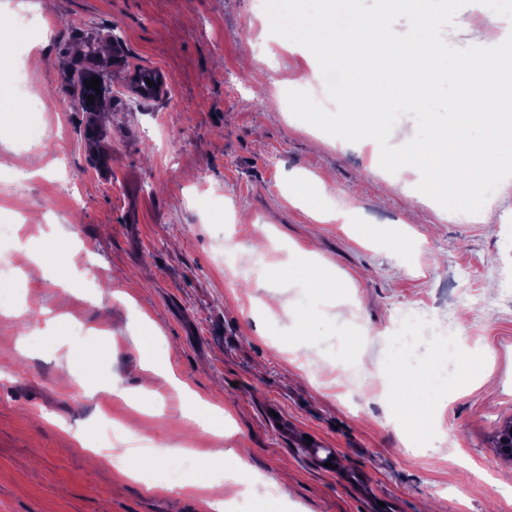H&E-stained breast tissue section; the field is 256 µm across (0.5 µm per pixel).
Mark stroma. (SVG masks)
Listing matches in <instances>:
<instances>
[{
    "label": "stroma",
    "instance_id": "1",
    "mask_svg": "<svg viewBox=\"0 0 512 512\" xmlns=\"http://www.w3.org/2000/svg\"><path fill=\"white\" fill-rule=\"evenodd\" d=\"M305 42L254 17L251 0H0V73L40 95L39 111L0 116V224L16 226L0 255L70 260L61 281L48 266L0 283V512H208L212 498L233 512H359L364 492L374 512H512V459L495 447L512 421V192L479 224L446 191L392 184L330 143L304 96L316 73ZM149 68L166 81L142 99L134 77ZM99 76L108 90L91 114L79 101ZM318 181L322 207L348 222L289 201ZM225 242L237 262L221 270ZM312 264L324 287H307ZM414 307L451 320L457 360L447 388L421 389L412 424L395 419L387 371ZM145 324L140 351L131 337ZM150 365L160 373L146 389ZM184 385L223 408V435L188 416ZM270 400L336 449L335 471L277 433ZM108 415L147 421L116 435V452L181 456L136 481L91 465L70 433L103 446ZM242 446V466L221 463ZM203 476L209 490L191 492Z\"/></svg>",
    "mask_w": 512,
    "mask_h": 512
}]
</instances>
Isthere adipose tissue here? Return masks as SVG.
I'll list each match as a JSON object with an SVG mask.
<instances>
[{
  "label": "adipose tissue",
  "mask_w": 512,
  "mask_h": 512,
  "mask_svg": "<svg viewBox=\"0 0 512 512\" xmlns=\"http://www.w3.org/2000/svg\"><path fill=\"white\" fill-rule=\"evenodd\" d=\"M372 17L355 9L354 0H333L329 10L305 19L309 54L325 69L348 73L349 81L337 103V141L372 146L397 181L418 176L432 190L445 189L460 200L473 221L485 220L487 188L505 191L502 171L512 170V140L499 133L502 111L512 102V60L503 54L512 44V19L490 13L484 0H466L458 13L459 27L468 33L494 30L483 53L467 56L459 75L448 76L444 63L448 43L422 30L420 21L437 8V0H408L413 25L401 38L391 34L396 0H381ZM452 78L457 89L434 98L437 82ZM396 84L398 98L376 93V86ZM406 103L429 118L431 102L452 123L446 131L420 136L392 120L396 102ZM411 348L390 366L391 391L404 417L415 419L421 380L406 371Z\"/></svg>",
  "instance_id": "adipose-tissue-1"
}]
</instances>
